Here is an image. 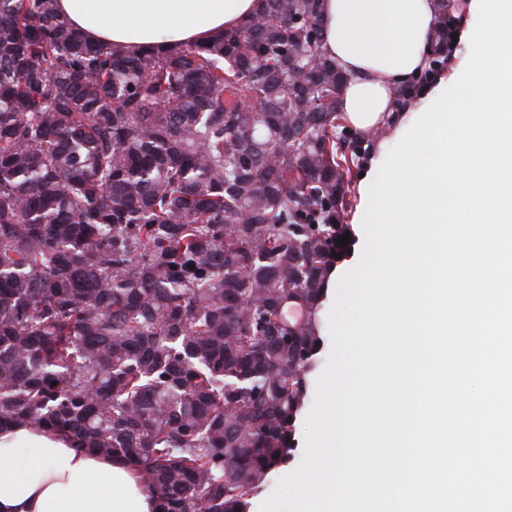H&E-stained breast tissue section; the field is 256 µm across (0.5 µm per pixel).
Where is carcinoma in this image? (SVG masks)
Instances as JSON below:
<instances>
[{
  "label": "carcinoma",
  "mask_w": 512,
  "mask_h": 512,
  "mask_svg": "<svg viewBox=\"0 0 512 512\" xmlns=\"http://www.w3.org/2000/svg\"><path fill=\"white\" fill-rule=\"evenodd\" d=\"M322 41L321 0L159 52L0 0V430L128 463L159 512H251L296 455L348 251L364 139ZM335 295H336V293H335ZM335 295H332L331 293L328 295V298H327V301H326V304L324 307V311H323V321H324V328H325V331H324L325 346L322 351L320 368L317 371V373L312 381V393H311L310 403H309V405L299 423L298 434H297L298 454H297L293 464L287 470H284L275 476V478L272 481L271 486L267 490H265L255 496V498L252 501V508H251L252 512H259L261 504L274 491L278 480L280 478H282L283 476L294 471L298 467V465L300 464V462L302 460L303 450H304V422H305V419H306L307 415L309 414V412L314 404V401H315L316 381H317L318 377L321 375V373L324 371V369L327 365V361H328V358H329V355L331 352V348H332V343H331V338H330V333H329V313L332 308Z\"/></svg>",
  "instance_id": "carcinoma-1"
}]
</instances>
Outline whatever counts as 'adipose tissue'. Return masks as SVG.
Segmentation results:
<instances>
[{
  "mask_svg": "<svg viewBox=\"0 0 512 512\" xmlns=\"http://www.w3.org/2000/svg\"><path fill=\"white\" fill-rule=\"evenodd\" d=\"M69 26L94 42L140 50L202 44L239 26L261 0H56ZM443 0H322L326 56L347 77L349 124L391 119L399 83L429 65L426 45ZM157 500L125 462L76 452L51 431L0 433V512H156Z\"/></svg>",
  "mask_w": 512,
  "mask_h": 512,
  "instance_id": "obj_1",
  "label": "adipose tissue"
}]
</instances>
